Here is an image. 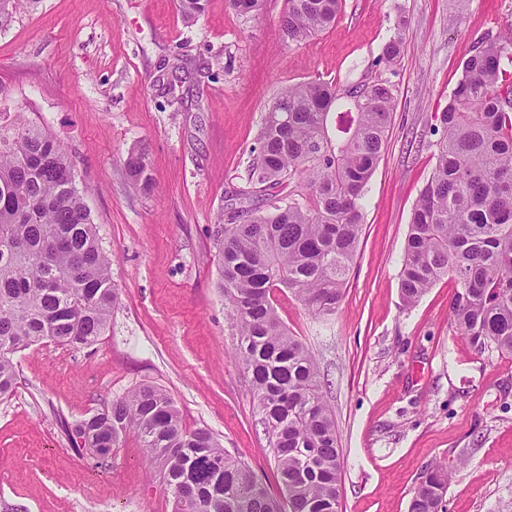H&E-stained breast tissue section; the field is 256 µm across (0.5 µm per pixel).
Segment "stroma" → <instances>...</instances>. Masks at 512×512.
I'll list each match as a JSON object with an SVG mask.
<instances>
[{
  "label": "stroma",
  "mask_w": 512,
  "mask_h": 512,
  "mask_svg": "<svg viewBox=\"0 0 512 512\" xmlns=\"http://www.w3.org/2000/svg\"><path fill=\"white\" fill-rule=\"evenodd\" d=\"M286 0L262 16L208 0L187 24L176 0H42L0 31V85L73 155L84 202L112 263V328L92 345L17 352L0 399V512H172L135 438L93 467L62 425L129 391L165 389L184 428L208 429L272 497L280 482L257 400L231 357L229 305L208 230L238 193L264 114L286 86L337 90L388 81L394 107L368 184L363 231L339 311L317 318L289 291L278 315L314 355L343 450L340 512H408L423 471L453 469L445 512H512V356L477 352L456 332L455 280L412 308L399 271L411 212L434 166L432 127L481 40L512 31V0H343L335 24L292 43ZM404 52L376 58L397 20ZM204 66L169 104L157 81L175 55ZM144 151L152 186L135 187ZM125 165L127 174L135 185L142 189L151 186L149 162L143 154L131 155Z\"/></svg>",
  "instance_id": "35a3bbf8"
}]
</instances>
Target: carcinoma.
Masks as SVG:
<instances>
[{
  "label": "carcinoma",
  "mask_w": 512,
  "mask_h": 512,
  "mask_svg": "<svg viewBox=\"0 0 512 512\" xmlns=\"http://www.w3.org/2000/svg\"><path fill=\"white\" fill-rule=\"evenodd\" d=\"M20 0H0V30ZM208 0H178L195 22ZM257 16L266 0H229ZM342 0H288L280 31L292 42L329 28ZM405 21L378 62L397 61ZM356 116L331 140L336 87L315 79L282 88L254 149L260 194L231 204L210 237L221 258L219 287L230 304L234 354L249 376L279 475L282 500L205 429L186 431L173 399L144 385L64 425L70 446L97 468L132 435L158 465L172 512H338L342 453L317 365L281 322L273 292L288 290L316 316L339 310L356 257L363 201L393 111L384 80L350 87ZM432 176L413 208L399 273L404 306L441 278L459 289L457 331L482 352L512 355V35L481 42L439 114ZM130 180L151 186L149 162L129 157ZM294 184L288 196L275 189ZM118 300L112 258L99 244L68 153L27 113L0 111V398L16 380V352L51 340L91 345L112 325ZM452 478L445 461L427 467L409 512H439Z\"/></svg>",
  "instance_id": "1"
}]
</instances>
